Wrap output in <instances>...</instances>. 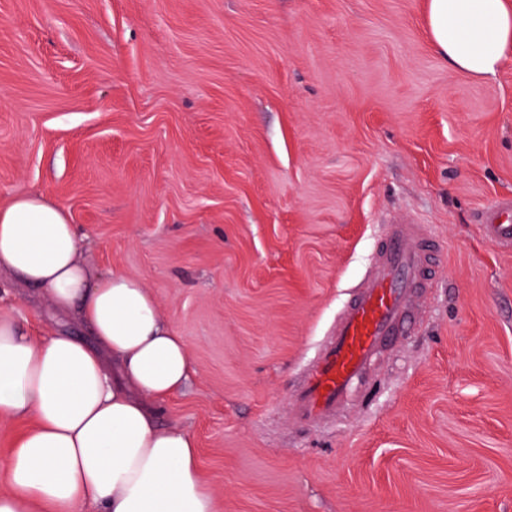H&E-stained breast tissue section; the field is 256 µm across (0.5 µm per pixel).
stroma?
Here are the masks:
<instances>
[{
	"mask_svg": "<svg viewBox=\"0 0 512 512\" xmlns=\"http://www.w3.org/2000/svg\"><path fill=\"white\" fill-rule=\"evenodd\" d=\"M426 0H0V205L67 210L98 272L139 278L192 373L162 406L217 512H512V56L434 52ZM399 212L433 238L414 335L335 420L298 380ZM45 337L93 343L0 275ZM485 236L499 248L512 251V196L497 198L478 215Z\"/></svg>",
	"mask_w": 512,
	"mask_h": 512,
	"instance_id": "35a3bbf8",
	"label": "stroma"
}]
</instances>
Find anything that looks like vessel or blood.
<instances>
[{"label":"vessel or blood","instance_id":"1","mask_svg":"<svg viewBox=\"0 0 512 512\" xmlns=\"http://www.w3.org/2000/svg\"><path fill=\"white\" fill-rule=\"evenodd\" d=\"M478 222L489 240L512 251V196L481 210ZM430 259L424 225L410 218L389 223L369 274L352 291L334 329L301 376L295 390L298 423L334 420L383 348L410 333L417 301L432 285Z\"/></svg>","mask_w":512,"mask_h":512}]
</instances>
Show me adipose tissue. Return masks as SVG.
I'll return each instance as SVG.
<instances>
[{"label":"adipose tissue","mask_w":512,"mask_h":512,"mask_svg":"<svg viewBox=\"0 0 512 512\" xmlns=\"http://www.w3.org/2000/svg\"><path fill=\"white\" fill-rule=\"evenodd\" d=\"M426 24L452 69L491 79L512 55L506 0H428ZM80 250L67 211L47 198L0 206V271L44 289L100 344L36 337L0 307V418L32 422L0 466V512H216L192 434L160 420L192 371L186 340L139 279L93 273Z\"/></svg>","instance_id":"1"}]
</instances>
